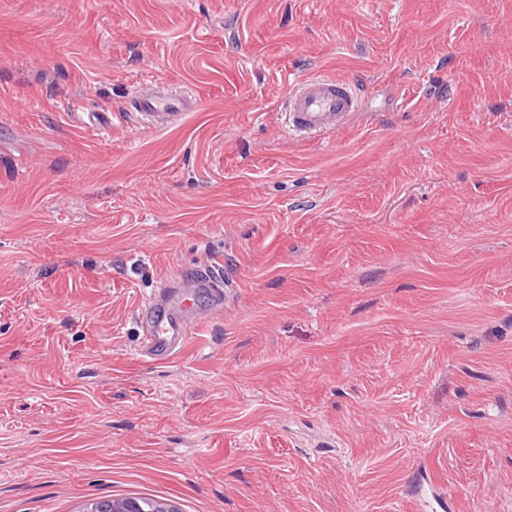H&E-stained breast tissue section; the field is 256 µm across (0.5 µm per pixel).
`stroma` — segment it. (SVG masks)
Listing matches in <instances>:
<instances>
[{"instance_id": "1", "label": "stroma", "mask_w": 512, "mask_h": 512, "mask_svg": "<svg viewBox=\"0 0 512 512\" xmlns=\"http://www.w3.org/2000/svg\"><path fill=\"white\" fill-rule=\"evenodd\" d=\"M348 126L288 136L312 75ZM157 80L196 97L137 125ZM232 299L175 357L165 280ZM512 512V0H0V512ZM358 107L355 86L326 75L303 79L286 101L288 131L299 136H321L344 128ZM132 108L145 129L161 130L181 122L188 112H195L198 101L174 93L162 84L139 91L132 100ZM222 271L216 266L193 270L182 281V286L171 290L162 286L141 307L138 319L143 328L142 350L157 359H168L182 350L195 325L204 313L193 307L194 298L200 291L209 294V313L224 308L228 292ZM160 309L163 314H156Z\"/></svg>"}]
</instances>
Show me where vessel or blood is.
I'll list each match as a JSON object with an SVG mask.
<instances>
[{
	"mask_svg": "<svg viewBox=\"0 0 512 512\" xmlns=\"http://www.w3.org/2000/svg\"><path fill=\"white\" fill-rule=\"evenodd\" d=\"M358 107L355 86L347 80L326 75L303 79L286 101L288 130L300 136H321L344 128ZM132 108L140 124L148 130L166 129L196 111L195 98L177 94L158 85L139 91ZM209 295L210 312L223 309L228 292L221 270L205 266L193 270L176 290L156 291L141 307L138 319L143 328L142 349L157 359H166L182 350L204 312L195 308L198 292Z\"/></svg>",
	"mask_w": 512,
	"mask_h": 512,
	"instance_id": "1",
	"label": "vessel or blood"
}]
</instances>
